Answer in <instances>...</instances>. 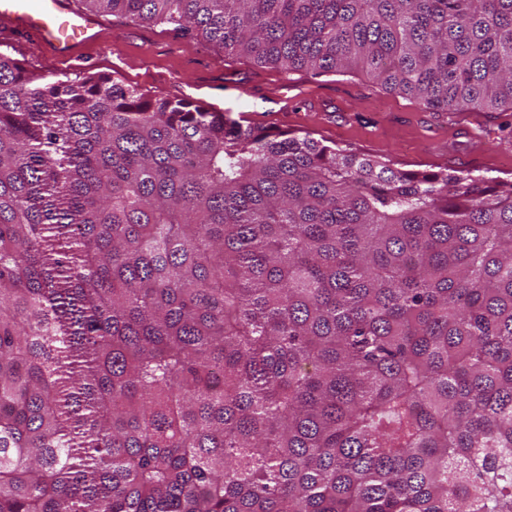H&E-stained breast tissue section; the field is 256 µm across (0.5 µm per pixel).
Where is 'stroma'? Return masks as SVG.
<instances>
[{
    "mask_svg": "<svg viewBox=\"0 0 512 512\" xmlns=\"http://www.w3.org/2000/svg\"><path fill=\"white\" fill-rule=\"evenodd\" d=\"M101 36L59 59L30 33L0 29V52L48 83L102 73L151 97L189 99L245 125L307 134L404 169L441 167L512 181V111L431 112L359 70L286 74L226 55L165 24L99 18ZM292 82L290 98H277Z\"/></svg>",
    "mask_w": 512,
    "mask_h": 512,
    "instance_id": "35a3bbf8",
    "label": "stroma"
}]
</instances>
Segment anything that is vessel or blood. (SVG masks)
Returning <instances> with one entry per match:
<instances>
[{"label":"vessel or blood","mask_w":512,"mask_h":512,"mask_svg":"<svg viewBox=\"0 0 512 512\" xmlns=\"http://www.w3.org/2000/svg\"><path fill=\"white\" fill-rule=\"evenodd\" d=\"M0 21L35 33L53 56H70L99 26L96 18L74 9L69 0H0Z\"/></svg>","instance_id":"vessel-or-blood-1"}]
</instances>
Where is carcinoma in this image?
<instances>
[{
  "mask_svg": "<svg viewBox=\"0 0 512 512\" xmlns=\"http://www.w3.org/2000/svg\"><path fill=\"white\" fill-rule=\"evenodd\" d=\"M512 109V0H81ZM0 512H512V182L0 53Z\"/></svg>",
  "mask_w": 512,
  "mask_h": 512,
  "instance_id": "1",
  "label": "carcinoma"
}]
</instances>
